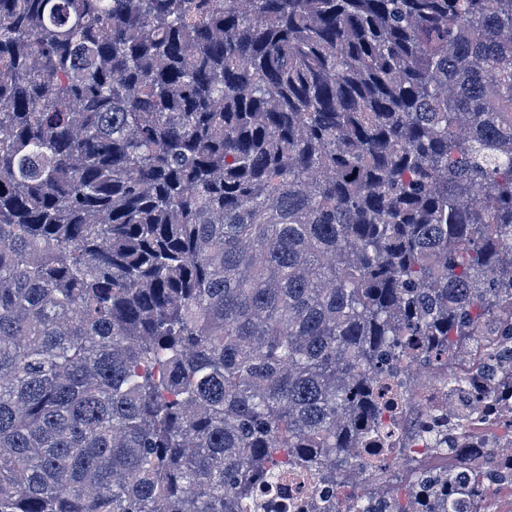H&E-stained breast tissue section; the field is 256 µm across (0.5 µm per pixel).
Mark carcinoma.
<instances>
[{
    "label": "carcinoma",
    "mask_w": 512,
    "mask_h": 512,
    "mask_svg": "<svg viewBox=\"0 0 512 512\" xmlns=\"http://www.w3.org/2000/svg\"><path fill=\"white\" fill-rule=\"evenodd\" d=\"M512 336V0H0V512H371L378 386Z\"/></svg>",
    "instance_id": "carcinoma-1"
}]
</instances>
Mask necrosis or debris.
<instances>
[{
    "instance_id": "necrosis-or-debris-1",
    "label": "necrosis or debris",
    "mask_w": 512,
    "mask_h": 512,
    "mask_svg": "<svg viewBox=\"0 0 512 512\" xmlns=\"http://www.w3.org/2000/svg\"><path fill=\"white\" fill-rule=\"evenodd\" d=\"M469 371L476 389L453 394L442 386L444 375ZM512 384V339L486 330L479 336L472 357L449 360L444 365L420 369L415 382L393 389L380 408L381 431L400 442L403 449L387 455L377 448L351 452L356 469L388 478L405 463L431 467L437 454L424 436L425 428H447L459 409H466L473 428L455 437L446 454L465 480L482 478L484 484L504 488L512 485V398H502L503 387Z\"/></svg>"
}]
</instances>
